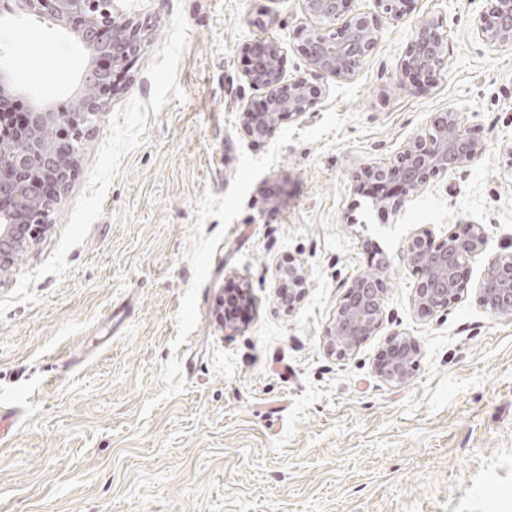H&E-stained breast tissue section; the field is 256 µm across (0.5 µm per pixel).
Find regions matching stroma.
<instances>
[{"label": "stroma", "mask_w": 512, "mask_h": 512, "mask_svg": "<svg viewBox=\"0 0 512 512\" xmlns=\"http://www.w3.org/2000/svg\"><path fill=\"white\" fill-rule=\"evenodd\" d=\"M486 0H414L315 111L253 143L242 112L264 91L247 48L273 39L284 77L306 71L298 0H118L144 42L87 131L39 240L0 272V512H512V318L481 306L468 265L448 310L423 317L404 251L480 225L512 250V44L483 42ZM438 21L445 66L400 81L416 27ZM20 97H73L91 57L33 18L0 27ZM462 113L485 143L400 212L373 206L349 170L387 162ZM384 324L346 358L326 333L374 253ZM299 266L294 309L276 269ZM246 291L225 322L224 284ZM131 313L113 324L112 310ZM422 358L404 384L376 375L388 335Z\"/></svg>", "instance_id": "35a3bbf8"}]
</instances>
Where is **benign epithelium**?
<instances>
[{
	"label": "benign epithelium",
	"instance_id": "obj_1",
	"mask_svg": "<svg viewBox=\"0 0 512 512\" xmlns=\"http://www.w3.org/2000/svg\"><path fill=\"white\" fill-rule=\"evenodd\" d=\"M115 0H0V16L35 17L76 35L91 51L92 63L80 78L74 102L112 96L114 71L141 51L142 26L115 14ZM311 28L306 38L307 71L284 79L280 69L281 47L261 39L251 45V84L266 89L265 112L244 113L243 126L255 143L272 139L276 119L282 114L301 117L321 102L316 82L330 77L350 79L381 40L383 23L398 22L411 0H373L374 11L348 14L349 0H299ZM490 7L476 28L488 44L512 42V0H488ZM444 34L433 23L414 31L400 63L402 79H429L444 65ZM18 91L8 69L0 67V112L8 111ZM76 130L73 114L39 104L27 113L26 124L0 131V268L13 262L37 241L45 228L52 204L69 186L72 160L52 146L54 139L70 138ZM484 144L463 124L456 112H435L425 134L414 138L388 163L370 164L351 175L362 184L367 176L395 182L397 190L376 198V203L399 211L409 195L431 178L472 165ZM408 260L421 270L412 303L416 311L448 309L461 294V275L467 263L486 252L482 228L471 227L463 236L450 237L440 248H428L425 236L416 234L404 245ZM386 256L372 269L354 277L346 286L329 330L327 347L338 357L355 351L360 342L381 329L385 320L384 291L380 274L388 267ZM280 305L292 309L305 292L303 271L290 264L279 268ZM483 305L493 314L512 316V252L489 256L479 284ZM421 357L416 341L399 333L390 335L376 372L388 383L403 384L412 376Z\"/></svg>",
	"mask_w": 512,
	"mask_h": 512
}]
</instances>
